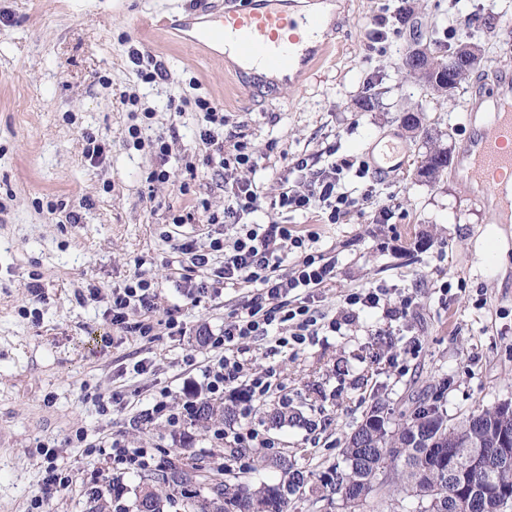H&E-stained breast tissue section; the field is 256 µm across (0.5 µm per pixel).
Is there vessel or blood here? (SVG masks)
Returning <instances> with one entry per match:
<instances>
[{"label": "vessel or blood", "mask_w": 512, "mask_h": 512, "mask_svg": "<svg viewBox=\"0 0 512 512\" xmlns=\"http://www.w3.org/2000/svg\"><path fill=\"white\" fill-rule=\"evenodd\" d=\"M320 25L317 15L295 17L287 0H212L203 12L184 16L173 27L177 37L206 54L223 52L232 45L230 64L242 88L255 86L252 64L271 70L300 73L321 62L328 50V38L306 37V28ZM478 112H493L487 134L470 150L475 172L486 197L497 203L501 214L512 213V199L501 188L512 179V101L479 96Z\"/></svg>", "instance_id": "vessel-or-blood-1"}]
</instances>
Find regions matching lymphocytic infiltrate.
<instances>
[{"label": "lymphocytic infiltrate", "mask_w": 512, "mask_h": 512, "mask_svg": "<svg viewBox=\"0 0 512 512\" xmlns=\"http://www.w3.org/2000/svg\"><path fill=\"white\" fill-rule=\"evenodd\" d=\"M202 114L204 127L200 140L207 151L203 158L206 166L222 170L252 168L256 160L246 142H236L232 150L224 148L226 118L205 98L195 100ZM348 164L332 161L327 170L316 175L305 190L283 183L273 205L285 211H306L315 207L327 210L329 223H337L341 215L357 206L356 198L340 191L341 175ZM227 200L222 211H212L207 201H199L209 224H235L239 227L232 241L211 239L208 247L198 246L195 239H178L175 250L187 258L200 280L184 279L187 298L200 302L202 298L220 295L223 289L255 287V294L241 312L225 321L223 329L211 342L214 357L202 367L207 396L223 394L231 386H238L243 402L267 398L278 390L276 374L268 370L250 374L245 370L242 356L246 342L269 335L272 330L289 325L290 335L279 337L280 346L304 344L311 327L320 325L332 332L339 331L342 322L333 318L319 321L309 306L308 292L325 287L336 276V261L327 253H305V236L292 233L284 224H252L248 217L257 209L258 188L249 181L237 180L226 187ZM302 250L294 270L282 274L281 267L288 248ZM222 256L220 267H212L211 259ZM301 293L300 301H292V293ZM159 296L152 290V282L142 273L112 294L110 322L119 329L130 330L141 336L154 332V316L160 312Z\"/></svg>", "instance_id": "lymphocytic-infiltrate-1"}]
</instances>
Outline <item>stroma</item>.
Wrapping results in <instances>:
<instances>
[{
    "label": "stroma",
    "mask_w": 512,
    "mask_h": 512,
    "mask_svg": "<svg viewBox=\"0 0 512 512\" xmlns=\"http://www.w3.org/2000/svg\"><path fill=\"white\" fill-rule=\"evenodd\" d=\"M328 58L302 81L240 90L237 77L216 58L173 40L166 18L190 0H0V512H28L40 492V444L59 447L58 465L72 482L51 498L47 512H134L147 478L175 458H195L201 474L222 473L253 483L278 480L260 468L253 449L229 455L232 439L215 440L192 422L171 430L165 418L137 421L160 391L180 408L201 379L185 358L209 356L199 328L217 331L253 295L227 288L194 303L172 282L173 216L197 200L223 210L224 177L206 167L200 150L201 115L175 111V101L203 97L227 115L224 147L250 143L257 165L237 176L257 184L253 221H276L313 232L316 250L336 258V279L314 293L327 317L346 309L360 288H384L389 304L410 294L406 316L390 320L366 309L339 332L324 331L297 346L275 337L252 340L246 368L273 367L282 390L254 401L249 423L264 428L270 453L285 455L329 482L343 462V435L374 401L392 412L420 393L437 396L449 417L512 400V223L497 224L458 161L486 122L466 125L481 89L512 78V8L500 0H336ZM484 51L480 75L453 96L439 99L407 77L403 56L415 35L456 43L467 16ZM152 56L166 71L145 82L133 51ZM378 102L365 111L368 88ZM136 103H127V96ZM423 108V125L441 134L456 161L437 182L414 170L422 141L401 124L404 109ZM141 129L140 140L129 135ZM103 148L85 158L88 137ZM169 145L167 162L155 154ZM313 171L332 158L363 166L347 172V190L374 188V203L330 224L322 210L273 209L283 180L297 181V158ZM170 174L149 182L153 169ZM190 193H183V184ZM63 204L64 212L49 206ZM391 207L374 223L377 204ZM78 213L68 223L65 212ZM145 272L187 326L183 336L157 328L153 339L112 327V293L135 270ZM39 278L41 297L28 284ZM119 393L121 403L99 413L93 395ZM287 403L304 420L263 427L260 411ZM82 444H68L76 430ZM118 437L147 449L154 465L124 474L123 495L107 492L112 469L99 438Z\"/></svg>",
    "instance_id": "obj_1"
}]
</instances>
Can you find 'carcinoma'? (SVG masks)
Here are the masks:
<instances>
[{
  "label": "carcinoma",
  "mask_w": 512,
  "mask_h": 512,
  "mask_svg": "<svg viewBox=\"0 0 512 512\" xmlns=\"http://www.w3.org/2000/svg\"><path fill=\"white\" fill-rule=\"evenodd\" d=\"M423 154L419 171L437 179L448 170V150L431 143L422 130ZM385 418L390 435L374 424ZM237 421L233 407L204 401L197 422L231 425ZM512 434V412L479 408L461 418H450L425 399H412V407L392 417L377 403L363 421L345 438V466L335 471L330 491L339 496L344 512H365L366 504L379 502L387 512H406L403 502L411 500L412 512H442L435 504L443 500L447 512H512V467L499 472L496 447L502 435ZM261 467L282 471L284 479L256 489L243 483L210 480L198 483L199 467L170 463L168 472L143 485L135 502L136 512H163L171 498L166 485L181 488L190 499L192 512H288L287 495L304 485L318 495L322 488L311 482L308 472L297 469L285 457L269 458L255 453ZM389 471V478L383 472Z\"/></svg>",
  "instance_id": "1"
}]
</instances>
